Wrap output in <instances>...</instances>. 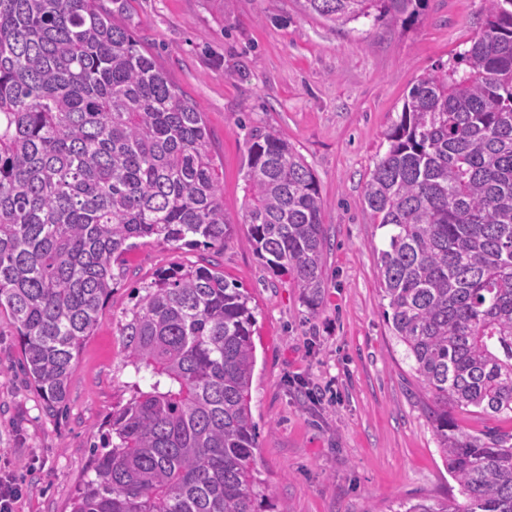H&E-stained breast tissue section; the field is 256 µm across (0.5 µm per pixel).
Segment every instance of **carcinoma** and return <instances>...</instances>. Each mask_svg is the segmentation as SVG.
I'll return each instance as SVG.
<instances>
[{"label":"carcinoma","instance_id":"obj_1","mask_svg":"<svg viewBox=\"0 0 512 512\" xmlns=\"http://www.w3.org/2000/svg\"><path fill=\"white\" fill-rule=\"evenodd\" d=\"M423 2L303 7L340 26H396ZM483 2L470 47L409 91L362 197L385 230V317L433 395L459 492L403 512H512V430L475 434L452 416L512 420V0ZM111 3L0 0V312L56 417L123 255L140 239L222 249L233 235L203 113L114 21L125 0ZM244 183L254 252L317 306L327 232L314 172L264 130ZM141 291L119 327L131 396L101 423L72 512H262L248 295L195 266Z\"/></svg>","mask_w":512,"mask_h":512}]
</instances>
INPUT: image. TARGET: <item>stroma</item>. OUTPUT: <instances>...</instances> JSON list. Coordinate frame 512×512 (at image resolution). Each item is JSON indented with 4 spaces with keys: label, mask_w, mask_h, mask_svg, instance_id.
Listing matches in <instances>:
<instances>
[{
    "label": "stroma",
    "mask_w": 512,
    "mask_h": 512,
    "mask_svg": "<svg viewBox=\"0 0 512 512\" xmlns=\"http://www.w3.org/2000/svg\"><path fill=\"white\" fill-rule=\"evenodd\" d=\"M482 8L427 0L403 28L364 19L342 27L300 0H129L120 22L204 114L233 237L221 251L152 240L125 255L126 275L82 345L62 418L46 414L19 372L16 328L0 315V464L24 488L15 512H71L93 475L100 424L130 395L118 331L135 288L162 269L209 264L248 293L255 313L251 410L270 504L390 512L398 500L447 496L454 481L426 412L432 396L384 316L376 250L385 232L361 197L408 91L469 48ZM268 128L303 155L320 187L326 288L313 309L256 256L243 222L247 143Z\"/></svg>",
    "instance_id": "stroma-1"
}]
</instances>
